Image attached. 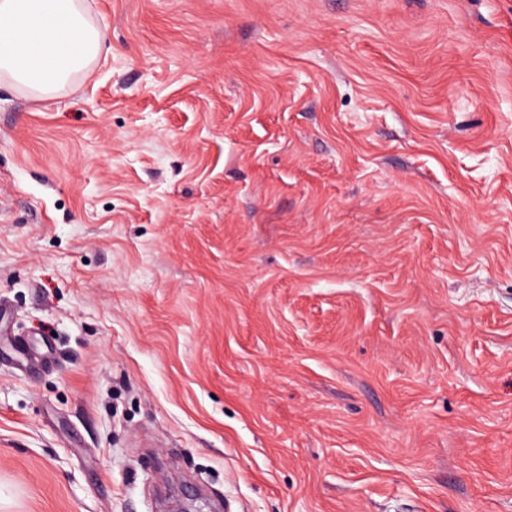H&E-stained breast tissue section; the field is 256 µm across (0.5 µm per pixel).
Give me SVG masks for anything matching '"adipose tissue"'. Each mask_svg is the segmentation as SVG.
Masks as SVG:
<instances>
[{
	"label": "adipose tissue",
	"instance_id": "obj_1",
	"mask_svg": "<svg viewBox=\"0 0 512 512\" xmlns=\"http://www.w3.org/2000/svg\"><path fill=\"white\" fill-rule=\"evenodd\" d=\"M103 43L82 0H0V78L33 96L62 89Z\"/></svg>",
	"mask_w": 512,
	"mask_h": 512
}]
</instances>
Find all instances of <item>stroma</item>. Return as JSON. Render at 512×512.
Listing matches in <instances>:
<instances>
[{
	"label": "stroma",
	"instance_id": "1",
	"mask_svg": "<svg viewBox=\"0 0 512 512\" xmlns=\"http://www.w3.org/2000/svg\"><path fill=\"white\" fill-rule=\"evenodd\" d=\"M0 80V512H512V0H85ZM82 0H1L0 78L36 97L62 89L101 53Z\"/></svg>",
	"mask_w": 512,
	"mask_h": 512
}]
</instances>
